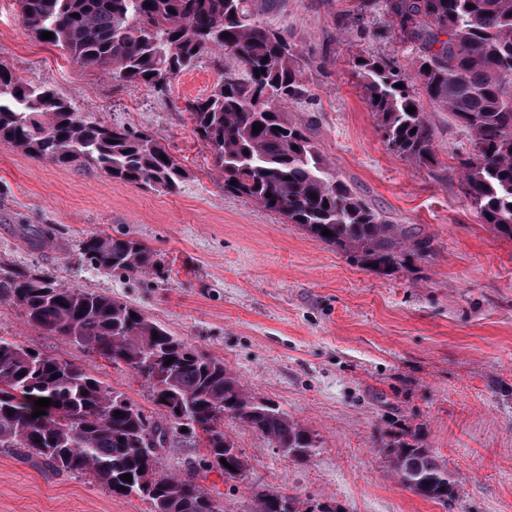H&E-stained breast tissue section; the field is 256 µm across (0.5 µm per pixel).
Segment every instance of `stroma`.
I'll return each mask as SVG.
<instances>
[{
	"label": "stroma",
	"instance_id": "1",
	"mask_svg": "<svg viewBox=\"0 0 512 512\" xmlns=\"http://www.w3.org/2000/svg\"><path fill=\"white\" fill-rule=\"evenodd\" d=\"M350 0H257L260 21L288 33L309 95L288 119L307 128L323 157L372 207L427 240L403 244L393 264L357 262L299 225L226 192L187 110L231 56L203 57L167 95L121 87L73 63L27 31L17 0H0V63L52 85L76 109L152 135L186 170L176 192L109 179L92 166L62 167L0 146V184L22 224L0 223V265L39 267L58 283L137 306L225 367L258 399L277 404L319 441L296 461L239 422L224 435L246 470L209 472L220 512H252L254 488L338 512H512V240L481 223L459 186L467 132L424 102L438 164L429 171L389 151L354 76L353 56L410 57L394 41L332 27ZM57 239L33 249L24 228ZM130 236L170 267L168 281L107 273L81 258L87 235ZM0 338L71 360L144 413L162 410L125 365L90 356L66 337L32 328L0 301ZM429 449L446 462L456 495L442 505L402 488L382 449ZM202 449L183 437L159 449V474L199 468ZM86 474L57 476L0 451V512H149Z\"/></svg>",
	"mask_w": 512,
	"mask_h": 512
}]
</instances>
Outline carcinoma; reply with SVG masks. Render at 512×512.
<instances>
[{
	"instance_id": "1",
	"label": "carcinoma",
	"mask_w": 512,
	"mask_h": 512,
	"mask_svg": "<svg viewBox=\"0 0 512 512\" xmlns=\"http://www.w3.org/2000/svg\"><path fill=\"white\" fill-rule=\"evenodd\" d=\"M254 2L18 0V5L22 25L37 38L53 33L47 44L78 66L162 95L205 55L220 51L234 57L241 73H224L209 94L188 106L195 133L224 177V190L300 225L359 262H392L405 237L400 225L333 172L306 130L288 121L283 105L308 97L296 67L299 49L287 34L258 19ZM351 2L334 16L333 27L364 31L368 20L383 16L384 32L412 54V77L390 58L357 55L352 62L387 147L433 170L434 134L416 94L421 88L469 134L471 151L459 161L465 198L482 223L512 238V0ZM398 83L404 87L396 88ZM255 123L261 124L256 133ZM0 146L55 164L92 165L114 181L168 192L185 178L177 172L181 165L150 135L79 112L51 86L27 82L3 64ZM325 229L331 235H322ZM80 254L97 269L166 274L156 253L129 237L90 235L81 241ZM0 301L19 305L31 326L65 336L92 356L125 364L163 409L162 419L154 421L82 366L32 355L0 338V448L24 460L56 473L90 474L115 496L149 501L150 512H216L214 497L194 479L158 474L157 450L168 434L183 431L204 449L203 467L224 473L226 480H237L246 470L241 454L225 449L226 418L298 461L318 445L309 429L275 403L249 394L223 362L123 301L66 287L39 268L2 266ZM39 398L51 404L34 418ZM117 411L122 415L115 416ZM383 453L401 486L443 505L453 499L456 483L446 463L428 449L402 443ZM222 458L233 469L221 464ZM126 473L132 481L122 480ZM252 498L253 512H284L283 494L256 488Z\"/></svg>"
}]
</instances>
